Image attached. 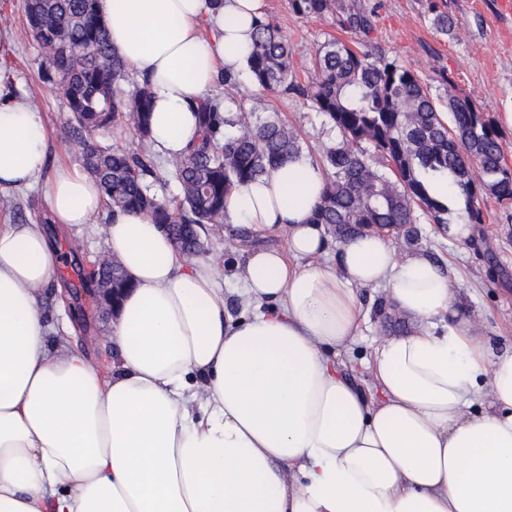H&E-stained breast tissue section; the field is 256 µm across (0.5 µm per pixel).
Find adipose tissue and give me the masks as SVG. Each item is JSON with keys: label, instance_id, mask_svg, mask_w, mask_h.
Wrapping results in <instances>:
<instances>
[{"label": "adipose tissue", "instance_id": "ef3b65f1", "mask_svg": "<svg viewBox=\"0 0 512 512\" xmlns=\"http://www.w3.org/2000/svg\"><path fill=\"white\" fill-rule=\"evenodd\" d=\"M98 10L148 77L151 139L172 156L198 134L195 102L243 68L266 0ZM46 156L40 113L7 94L0 187L36 186ZM323 185L302 154L229 195L230 223L286 237L232 271L234 319L210 262L148 215L105 211L80 166L57 167L53 222L79 232L106 214L105 252L132 283L108 375L48 341L38 303L58 256L44 229L0 224V512H512V351L450 319L454 283L425 256L364 232L325 261ZM379 285L419 327L374 349L369 394L336 357L358 330V289Z\"/></svg>", "mask_w": 512, "mask_h": 512}]
</instances>
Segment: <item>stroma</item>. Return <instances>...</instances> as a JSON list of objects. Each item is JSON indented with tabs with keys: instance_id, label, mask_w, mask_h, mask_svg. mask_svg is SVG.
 Masks as SVG:
<instances>
[{
	"instance_id": "obj_1",
	"label": "stroma",
	"mask_w": 512,
	"mask_h": 512,
	"mask_svg": "<svg viewBox=\"0 0 512 512\" xmlns=\"http://www.w3.org/2000/svg\"><path fill=\"white\" fill-rule=\"evenodd\" d=\"M375 14L370 39L380 51L398 64L431 83L440 100L449 95L470 98L477 108L496 123L508 165L512 166V14L502 10L499 0H442L455 21L452 35L439 34L431 25L430 0H357ZM266 16L288 40L293 53V73L298 83H308L317 49L337 31L331 20L295 14L288 0H266ZM9 30L13 39L0 42V78L20 85L28 97L38 101L48 142L43 175L51 177L61 165L79 163L77 149L61 145L70 113L61 90L44 83L40 74L41 51L27 29L24 0H0V30ZM447 74L448 84L438 81ZM236 89L216 85L215 93L230 108L238 104L256 108L259 116L278 114L292 125L318 158L335 142L338 133L315 112L310 101L294 94H258L247 75H240ZM484 222L474 225L471 242L451 239L439 225L420 219L419 241L409 245L394 240L398 255L417 251L440 264L456 282L454 309L476 323L495 352L512 348V205L487 199L482 204ZM105 219L96 217L91 229L80 237L61 234L56 238L60 264L51 278L42 303L46 321L53 328L69 319L57 305V291L77 285L79 272L89 270L104 248ZM230 224L206 225L202 238L208 248L206 258L225 272L242 253ZM365 319L359 334L342 359L352 370L360 387L371 385L365 368L379 341L412 332L415 321L388 302L384 288H364L359 292ZM86 316L72 333L71 345L92 358L112 355V315L96 302L83 303Z\"/></svg>"
}]
</instances>
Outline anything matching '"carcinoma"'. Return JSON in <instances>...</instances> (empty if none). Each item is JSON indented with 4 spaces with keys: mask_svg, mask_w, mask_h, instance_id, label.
Segmentation results:
<instances>
[{
    "mask_svg": "<svg viewBox=\"0 0 512 512\" xmlns=\"http://www.w3.org/2000/svg\"><path fill=\"white\" fill-rule=\"evenodd\" d=\"M305 17H327L336 29L358 37L351 46L336 38L316 52L313 76L300 85L293 76L292 51L268 19L257 22L247 60L256 91L296 94L308 99L339 134L316 165L324 186L314 220L345 240L364 231L397 238L417 236L422 214L447 223V201L429 193L428 179H454L473 224L484 223L480 202H512V168L504 162L495 123L466 97L448 96L447 111L417 74L370 44L374 13L354 0H289ZM29 30L41 49L43 81L63 93L71 124L62 146L80 148L82 165L99 182L109 208L145 213L191 258L205 254L200 229L226 221L224 204L238 186L269 174L305 151L295 129L278 115L264 119L237 107L226 115L225 99L207 96L196 104L199 134L184 152L159 169L150 153L153 95L149 81H129L112 50L97 0H29ZM432 25L453 29L448 11L430 7ZM131 82V88L120 87ZM123 126L139 136L141 149L124 151L94 141L91 134ZM174 181L179 193L158 195L157 182ZM127 288L115 259L100 256L83 283Z\"/></svg>",
    "mask_w": 512,
    "mask_h": 512,
    "instance_id": "carcinoma-1",
    "label": "carcinoma"
}]
</instances>
